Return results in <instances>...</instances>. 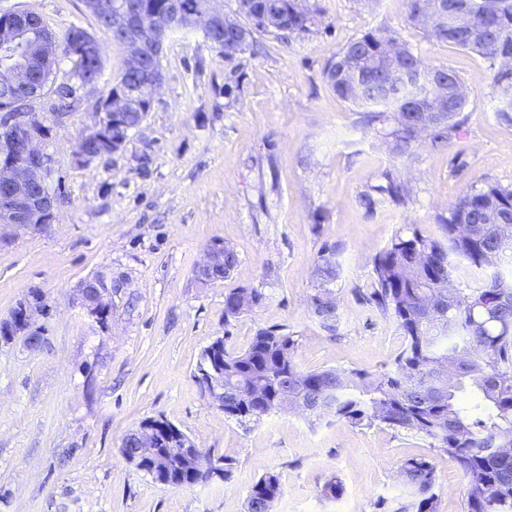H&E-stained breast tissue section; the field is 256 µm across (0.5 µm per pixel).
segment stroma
<instances>
[{"instance_id":"obj_1","label":"stroma","mask_w":512,"mask_h":512,"mask_svg":"<svg viewBox=\"0 0 512 512\" xmlns=\"http://www.w3.org/2000/svg\"><path fill=\"white\" fill-rule=\"evenodd\" d=\"M319 7L309 31H258L229 58L199 31L164 43V82L124 147L80 162V134L125 67L83 0H0L33 10L56 34L73 25L102 46L97 84L76 89L64 118L54 94L33 108L51 132L48 188L54 218L36 230L0 228V323L36 300L31 330L0 340V512H245L250 485L280 474L275 512H375L405 496L403 463L430 454L425 440L384 425H309L278 412L257 424L225 418L195 383L216 337L245 350L258 328L286 327L295 362L379 372L404 346L392 320L364 295L373 259L396 236L442 234L441 218L484 182L512 185V123L497 116L492 72L481 57L438 42L407 21V0H305ZM388 33L429 64L453 69L467 90L466 121L442 143L393 151L386 131L336 96L325 75L338 50L365 32ZM401 184L402 198L388 188ZM230 246L229 278L203 283L195 270L214 241ZM333 248L337 275L317 270ZM99 277L114 291L105 318L88 313L79 284ZM328 286L339 308L328 334L309 302ZM263 294L260 306L224 317L233 288ZM181 428L210 459L228 457L225 482L164 487L122 456L145 419ZM433 458L438 512H465L467 479ZM342 481L340 499L322 495Z\"/></svg>"}]
</instances>
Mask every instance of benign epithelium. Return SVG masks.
<instances>
[{
	"label": "benign epithelium",
	"instance_id": "1",
	"mask_svg": "<svg viewBox=\"0 0 512 512\" xmlns=\"http://www.w3.org/2000/svg\"><path fill=\"white\" fill-rule=\"evenodd\" d=\"M85 7L91 14L112 21L113 28L119 33L114 44L124 50L128 60L126 72L137 73L138 81L126 90H112L99 101L97 121L77 142L76 155L83 163L101 157V153L91 149V145L101 141L108 112L151 109L153 93L162 85L161 51L172 31L173 21H178L183 29L206 31L223 21L234 26V36L224 42V55L231 57L244 52L245 31L240 25L251 5L248 0H239L236 11L231 15L211 5L208 16L201 18L187 11L181 0H170L164 12L149 20L142 16L139 9L116 0L112 3L109 0H85ZM422 15L440 30L467 26L466 7L461 5L427 9L422 11ZM29 16L35 17L37 13L29 10L0 13V89L5 91L26 89L33 80L28 56L21 52L27 37L26 19ZM39 25L42 28L43 70L51 73L59 61L57 36L44 21H39ZM415 85V93L399 102L398 111L434 114L446 111L448 78L444 73L420 69L416 72ZM45 89V83L34 89L25 98V104L17 110L11 106L0 108V226L35 230L54 217L55 199L46 186L50 160L41 149V136L37 134L43 124L28 107V102L44 95ZM223 256L224 242L210 245L206 261L196 269L197 278L203 282L212 281ZM78 293L88 312L96 314L107 311L105 297L110 293L107 285L88 279L81 284ZM198 380L213 406L224 411L223 369L213 363L209 369L198 373ZM165 432L167 426L164 419L152 418L138 429L134 439L138 447L148 451L156 446L160 435ZM178 444L182 471L190 475L216 473L214 465L206 460L186 433L178 437ZM130 463L148 465V473L155 477L165 476L169 469L168 459H158L146 453L136 460H130Z\"/></svg>",
	"mask_w": 512,
	"mask_h": 512
}]
</instances>
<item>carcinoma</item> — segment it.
I'll return each instance as SVG.
<instances>
[{"label":"carcinoma","instance_id":"1","mask_svg":"<svg viewBox=\"0 0 512 512\" xmlns=\"http://www.w3.org/2000/svg\"><path fill=\"white\" fill-rule=\"evenodd\" d=\"M476 27L489 28L500 48L494 54L480 40L462 33L425 30L426 35L472 52L489 62L496 91L512 88V0H467ZM315 15L301 0H253L249 32L276 30L301 34ZM87 31L72 26L59 38L63 56L87 72L97 61L83 56ZM428 64L391 34L367 32L337 54L326 79L340 98L365 108L369 124L395 122L391 135L403 152L418 141L412 128L424 119L409 116L403 126L396 105L414 92L409 73ZM466 101L448 91L447 121L422 133L434 140L458 130ZM142 119L139 110L125 112L108 125L103 147L123 137ZM460 224L472 225L461 236ZM443 236L425 239L414 233L398 236L373 259V283L366 300L392 320L405 346L391 366L380 372L328 368L303 371L294 361L296 340L280 326L259 328L242 352L222 348L224 417L258 423L280 412L284 400L309 407L302 414L310 424L344 421L354 426L384 424L428 441L430 450L456 460L468 479L467 512H512V187L488 182L466 193L442 220ZM466 264L484 277L469 293L448 289L440 307L427 305L443 280L453 281L457 265ZM263 295L251 288L224 294V321L261 305ZM312 313L328 332L336 331L338 304L328 288L310 298ZM474 392L481 402L474 410L459 403V394ZM400 480L408 489L402 500L381 498L378 512H437V476L431 458L404 462ZM211 481L171 470L167 486L179 488ZM283 495L281 476L268 472L246 496L247 512H273Z\"/></svg>","mask_w":512,"mask_h":512}]
</instances>
